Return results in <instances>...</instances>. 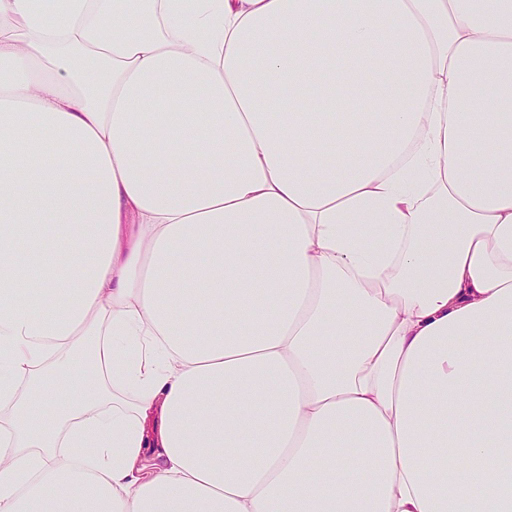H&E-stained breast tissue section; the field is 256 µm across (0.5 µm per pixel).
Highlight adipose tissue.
Segmentation results:
<instances>
[{"instance_id":"adipose-tissue-1","label":"adipose tissue","mask_w":512,"mask_h":512,"mask_svg":"<svg viewBox=\"0 0 512 512\" xmlns=\"http://www.w3.org/2000/svg\"><path fill=\"white\" fill-rule=\"evenodd\" d=\"M0 512H512V0H0Z\"/></svg>"}]
</instances>
